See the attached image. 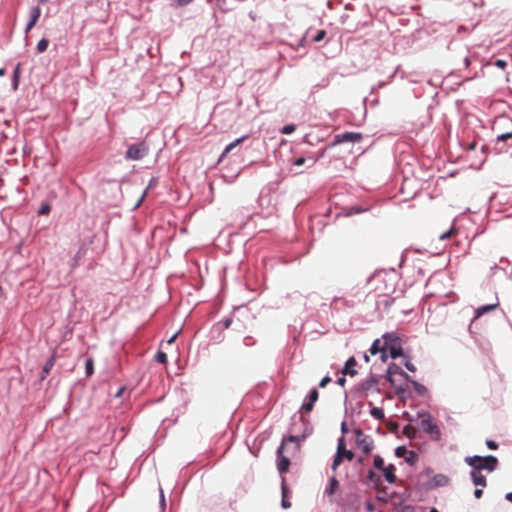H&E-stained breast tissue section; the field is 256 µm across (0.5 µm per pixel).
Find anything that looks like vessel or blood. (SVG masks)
<instances>
[{
  "mask_svg": "<svg viewBox=\"0 0 512 512\" xmlns=\"http://www.w3.org/2000/svg\"><path fill=\"white\" fill-rule=\"evenodd\" d=\"M420 418L417 401L394 378L378 376L364 394L355 421L366 452L353 480L372 512H399L401 481L416 465L411 444Z\"/></svg>",
  "mask_w": 512,
  "mask_h": 512,
  "instance_id": "1",
  "label": "vessel or blood"
}]
</instances>
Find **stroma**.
Wrapping results in <instances>:
<instances>
[{
	"mask_svg": "<svg viewBox=\"0 0 512 512\" xmlns=\"http://www.w3.org/2000/svg\"><path fill=\"white\" fill-rule=\"evenodd\" d=\"M144 6L0 0V512H112L146 479L156 512L263 493L360 512L353 401L380 372L436 426L406 512H488L512 451V260L493 246L512 226V10L402 0L350 57L361 0H176L164 25ZM403 209L434 222L353 276L298 277ZM267 327L264 371L201 414L214 353ZM450 347L480 379L479 450L469 405L442 400ZM191 416L196 454L170 473Z\"/></svg>",
	"mask_w": 512,
	"mask_h": 512,
	"instance_id": "obj_1",
	"label": "stroma"
}]
</instances>
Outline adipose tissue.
Listing matches in <instances>:
<instances>
[{
    "mask_svg": "<svg viewBox=\"0 0 512 512\" xmlns=\"http://www.w3.org/2000/svg\"><path fill=\"white\" fill-rule=\"evenodd\" d=\"M428 226L425 219L408 212L397 213L392 224L381 230L364 226L350 228L338 245L324 249L319 258L302 269L305 277L325 275L344 277L354 275L365 263L388 257L396 243L405 234L424 232ZM273 336L265 331L258 335L255 345L237 346L227 353H218L206 375L202 390L205 409L224 410L233 406L234 397L224 387L225 380L241 381L259 373L264 368V352L271 346Z\"/></svg>",
    "mask_w": 512,
    "mask_h": 512,
    "instance_id": "obj_1",
    "label": "adipose tissue"
}]
</instances>
